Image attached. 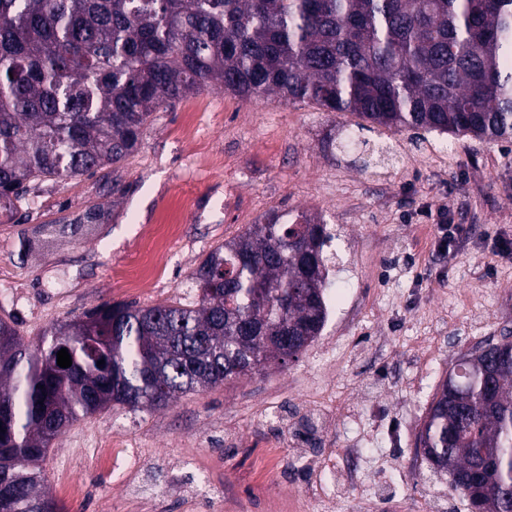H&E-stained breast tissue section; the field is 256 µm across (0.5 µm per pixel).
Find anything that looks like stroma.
I'll list each match as a JSON object with an SVG mask.
<instances>
[{
	"instance_id": "obj_1",
	"label": "stroma",
	"mask_w": 512,
	"mask_h": 512,
	"mask_svg": "<svg viewBox=\"0 0 512 512\" xmlns=\"http://www.w3.org/2000/svg\"><path fill=\"white\" fill-rule=\"evenodd\" d=\"M361 117L276 97L240 99L214 87L153 113L137 150L118 169L30 184L0 215V320L24 345L52 325L104 303L179 302L191 274L216 246L262 223L271 210L325 219L334 239L321 336L287 366L187 393L167 408L114 405L81 418L52 441L43 467L60 512H209L197 487L206 469L224 493L221 512H290L316 485L328 512H471L448 475L417 453L437 386L457 358L488 337L512 334V260L491 249L512 240V141L362 126ZM448 207L469 227L453 259L435 250L422 209ZM99 223L44 246L37 232L87 210ZM174 223L163 261L135 286L157 225ZM325 376L335 408L307 401L301 387ZM295 426L282 477L260 487L251 460L267 429L255 407ZM119 430L146 450L154 487L141 508L89 467L84 498L64 501V462L91 432ZM356 448L351 459L330 449Z\"/></svg>"
}]
</instances>
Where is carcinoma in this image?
Here are the masks:
<instances>
[{"instance_id": "obj_1", "label": "carcinoma", "mask_w": 512, "mask_h": 512, "mask_svg": "<svg viewBox=\"0 0 512 512\" xmlns=\"http://www.w3.org/2000/svg\"><path fill=\"white\" fill-rule=\"evenodd\" d=\"M213 86L508 140L512 0H0V194L120 164L154 112ZM330 241L323 221L273 210L197 267L196 306L100 305L34 352L1 321L0 512H59L39 462L79 418L297 359L327 321ZM418 445L477 512H512V340L456 360Z\"/></svg>"}]
</instances>
